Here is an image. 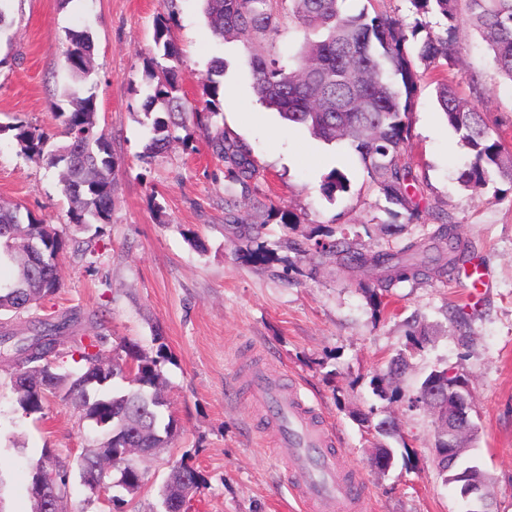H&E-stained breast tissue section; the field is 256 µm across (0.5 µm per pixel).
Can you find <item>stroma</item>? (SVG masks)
Segmentation results:
<instances>
[{"instance_id":"1","label":"stroma","mask_w":512,"mask_h":512,"mask_svg":"<svg viewBox=\"0 0 512 512\" xmlns=\"http://www.w3.org/2000/svg\"><path fill=\"white\" fill-rule=\"evenodd\" d=\"M427 32L446 27L438 13L418 15L410 0L364 3ZM175 13L171 36L180 55L179 85L203 105L202 83L214 57L224 60L221 112L209 125L186 121L170 145L146 155L152 116L143 110L146 63L156 52L158 17ZM0 33V124L30 123L53 132L70 105L67 29L88 26L94 42L93 91L101 128L119 162L112 221L83 235L87 251L59 257L61 289L41 316L71 309L97 316L111 343L130 339L155 352L162 335L169 411L180 431L148 464L135 497L116 491L111 512H160L158 491L172 461L200 470L203 485L191 512H302L297 481L252 407L244 378L268 368L299 388L333 433L342 466L361 477L370 512H467L435 456V417L408 403L423 378L450 369L467 379L476 440L471 458L488 477L493 512H512V181L494 176L476 189L458 182L469 159L436 105L431 74L418 69L408 115L406 157L417 178L420 218L386 202L358 152L327 144L265 109L252 89L251 48L216 43L201 0H13ZM459 93L512 150V83L502 80L479 34L460 27ZM246 144L259 171L248 195H231L224 163L210 141L217 133ZM349 180L332 196L322 185L332 170ZM23 204L33 217L71 236L67 200L53 169L22 155L11 132L0 133V202ZM447 212L470 252L487 270L475 293L466 276L397 283L374 301L375 274L340 268L311 251L317 239L347 238L365 253L426 241L438 228L431 211ZM430 335L410 348L412 326ZM405 356L386 397L374 376ZM9 376L0 371V512H31L27 459L50 447L67 459L100 436L96 424L58 399L41 418L13 410ZM394 419L393 467L368 464L378 435L361 425Z\"/></svg>"}]
</instances>
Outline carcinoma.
<instances>
[{"mask_svg": "<svg viewBox=\"0 0 512 512\" xmlns=\"http://www.w3.org/2000/svg\"><path fill=\"white\" fill-rule=\"evenodd\" d=\"M204 13L213 36L221 42L246 40L274 45L281 34L283 18L294 32V46L284 56L276 52L255 53L250 58L252 88L259 101L276 111L289 124L307 130L326 143L348 141L360 153L372 182L385 200L408 216L419 219L415 193L410 187L411 170L404 160L409 140L407 116L417 90L415 62L436 71L437 104L448 127L472 154L461 171L465 185L482 184L493 173L512 180V152L493 137L481 113L462 98L444 71L456 62V31L460 25L459 0H411L417 10H437L446 20L442 35H427L419 41L420 27L403 26L385 13L369 15L363 9L349 14L345 0H203ZM465 23L479 30L493 53L499 73L512 81V0H465ZM174 15L157 20L153 40L157 54L147 67L148 94L143 104L155 112L147 153L162 151L183 122L176 116L191 113L198 123L219 114V94L224 60L212 61L203 83V108L180 95L173 66L178 50L171 38ZM69 71L83 85L91 82L90 49L94 47L88 27L66 31ZM65 97L71 109L64 113V127L55 135L25 122L0 125V132L13 131L20 152L51 168H62L61 184L69 200L68 219L75 230L112 220V192L117 159L106 132L99 128L95 97L69 88ZM212 151L224 160V180L230 193H246L257 177L247 145L225 135L212 139ZM349 182L333 171L322 190L332 196L347 191ZM21 206H0V261L17 266L15 280L0 286V311L34 312L61 288L57 265L42 264L48 253L59 255L66 247L57 229L27 215ZM440 224L438 242L410 244L398 251L379 250L366 255L339 240L314 243L320 255H334L346 266L370 267L379 273L378 288H389L408 279H441L463 257V244L448 213L433 215ZM82 322L81 312L51 317H31L26 332L10 343L0 331V354L14 357L10 384L16 410L24 416L42 412L44 402L55 397L81 416L99 425L98 443L83 449L76 463L58 472L64 493H69L73 468L88 501L99 500L91 488L111 490L123 479L127 493L134 495L144 485L142 462L129 463L124 446L165 448L178 434L173 415H164L165 380L160 360L166 358L159 341L156 356L123 340L108 349L109 337L96 333L85 342L74 333ZM79 356L75 371L63 369V359ZM127 383L121 392L111 390L116 377ZM198 474L185 460L170 466L159 490L162 512H178L177 490L183 481Z\"/></svg>", "mask_w": 512, "mask_h": 512, "instance_id": "1", "label": "carcinoma"}]
</instances>
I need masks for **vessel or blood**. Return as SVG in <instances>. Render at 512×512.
Returning <instances> with one entry per match:
<instances>
[{
	"label": "vessel or blood",
	"mask_w": 512,
	"mask_h": 512,
	"mask_svg": "<svg viewBox=\"0 0 512 512\" xmlns=\"http://www.w3.org/2000/svg\"><path fill=\"white\" fill-rule=\"evenodd\" d=\"M247 389L277 451L298 474L296 492L312 512H366L359 479L342 467L333 434L314 419L299 389L264 369L249 376Z\"/></svg>",
	"instance_id": "1"
}]
</instances>
